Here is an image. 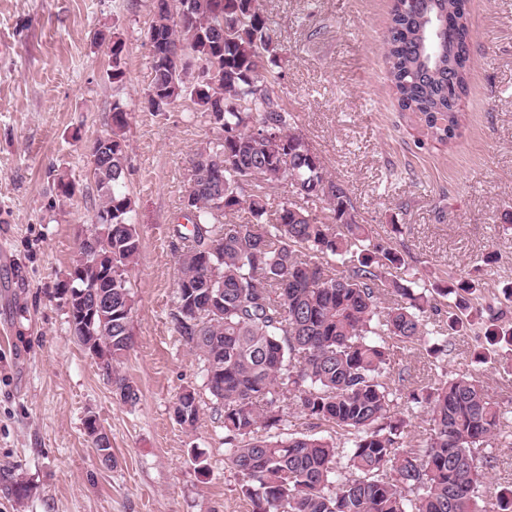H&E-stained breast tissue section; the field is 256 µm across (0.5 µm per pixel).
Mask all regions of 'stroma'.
I'll list each match as a JSON object with an SVG mask.
<instances>
[{"mask_svg":"<svg viewBox=\"0 0 512 512\" xmlns=\"http://www.w3.org/2000/svg\"><path fill=\"white\" fill-rule=\"evenodd\" d=\"M393 0H264L282 47L268 73L297 134L347 190L360 223L400 250L426 281L481 279L505 307L512 286V0H469L470 73L461 134L418 146L421 128L402 112L387 78L383 35ZM154 0H0V466L23 476L17 498L0 473V512H247L224 456V429L201 364L174 331L181 246L173 229L188 190V160L214 135L191 100L166 112L144 106L151 81L145 34ZM125 43L127 79L113 85L102 35ZM128 106L126 186L141 253L130 273L135 345L123 370L139 387L135 406L112 396L96 360L72 338L56 294L79 231L95 222L85 146L110 131L113 99ZM72 198L57 196L56 176ZM402 225L395 235L393 225ZM493 265H484L487 253ZM484 324L452 337L435 366L395 357L429 385L465 371L512 410L506 344L487 363ZM200 396L194 427L172 406ZM95 416L117 463L99 467L85 420ZM206 457L205 470L190 449ZM496 459L479 502L496 512L495 490L512 485V445L491 438Z\"/></svg>","mask_w":512,"mask_h":512,"instance_id":"stroma-1","label":"stroma"}]
</instances>
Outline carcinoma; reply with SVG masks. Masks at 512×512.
<instances>
[{
  "instance_id": "1",
  "label": "carcinoma",
  "mask_w": 512,
  "mask_h": 512,
  "mask_svg": "<svg viewBox=\"0 0 512 512\" xmlns=\"http://www.w3.org/2000/svg\"><path fill=\"white\" fill-rule=\"evenodd\" d=\"M184 9L192 19L181 25L174 16ZM149 28L165 48L150 52L148 111L196 94V111L216 131L195 154L199 188L175 229L172 322L203 364L225 460L250 512H479L495 464L481 446L508 427L505 412L467 374L402 394L392 387L391 363L399 353L436 359L448 351L449 337L472 325L456 309L487 320L485 335L509 345L506 313L477 302L482 285L471 277L422 286L404 272L400 250L358 223L347 192L265 80L279 44L259 0H157ZM469 40L466 0H394L383 42L388 75L400 109L439 143L460 136ZM172 47L181 51L179 66ZM124 49L116 38L108 78L117 85L126 79ZM111 119V130L86 146L95 248L77 243L56 293L71 300L74 339L89 352L108 350L112 395L134 406L140 390L123 364L134 345L130 271L140 238L124 181L128 112L119 98ZM244 176L286 183L291 198L271 214L264 193L243 195ZM319 203L331 221L314 213ZM244 208L248 220L233 221ZM92 287L112 291V309L87 320L83 291ZM197 399L189 390L177 397L187 408L180 424H196ZM421 409L430 428L414 446L407 419ZM290 410L308 420V431L286 432ZM322 425L346 436L345 445L312 433Z\"/></svg>"
}]
</instances>
